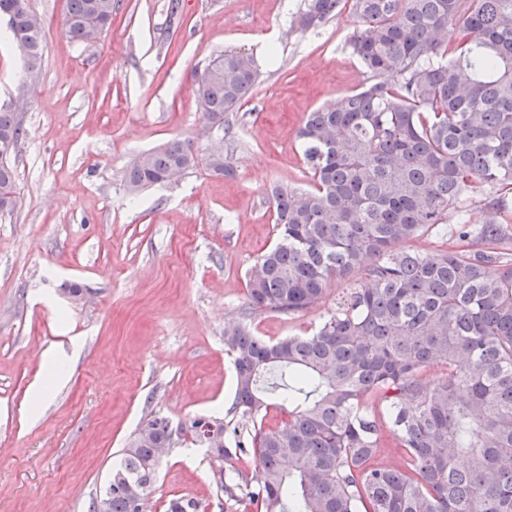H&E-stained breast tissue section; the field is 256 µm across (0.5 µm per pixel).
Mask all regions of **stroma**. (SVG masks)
<instances>
[{
  "label": "stroma",
  "mask_w": 512,
  "mask_h": 512,
  "mask_svg": "<svg viewBox=\"0 0 512 512\" xmlns=\"http://www.w3.org/2000/svg\"><path fill=\"white\" fill-rule=\"evenodd\" d=\"M114 4L87 44L66 33V0H28L45 52L11 158L17 205L0 213V512H89L149 418L225 415L235 387L224 328L241 321L247 273L276 241L272 191L312 184L298 128L368 80L347 45L348 11L293 33L304 0ZM227 51L253 56L260 79L223 131L208 128L197 82ZM174 138L194 142L196 168L129 194L130 162ZM215 142L234 177L210 172ZM346 288L332 281L319 306L293 315L255 312L251 327L270 340L310 333ZM38 384L45 399L32 396ZM257 465L247 453L217 466L180 436L147 512L177 497L244 512L220 483Z\"/></svg>",
  "instance_id": "stroma-1"
}]
</instances>
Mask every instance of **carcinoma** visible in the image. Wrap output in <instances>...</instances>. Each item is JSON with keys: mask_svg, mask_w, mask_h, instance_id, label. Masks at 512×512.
I'll return each mask as SVG.
<instances>
[{"mask_svg": "<svg viewBox=\"0 0 512 512\" xmlns=\"http://www.w3.org/2000/svg\"><path fill=\"white\" fill-rule=\"evenodd\" d=\"M350 3L348 46L370 74L359 91L308 113L299 129L313 180L270 199L277 243L247 279L244 316L294 314L318 305L333 279L349 290L308 335L277 341L246 322L224 328L236 397L221 420L258 475L223 485L256 512H512V225L494 196L483 223L462 219L479 183L512 186V0H304L291 31L304 32ZM9 42L28 48L37 74L44 21L25 0H0ZM112 24V0H67L66 31ZM454 45L453 53L448 46ZM200 77L209 124H225L254 91V59L226 52ZM390 75L388 84L380 77ZM26 131L0 106V133ZM196 166L194 147L172 139L127 168L138 192L169 171ZM16 205L10 155L0 156V203ZM461 215L460 246L428 252L399 244ZM444 373L424 380L431 367ZM289 406L274 428L268 400ZM379 402L406 463L375 461ZM104 487L107 512H141L169 438L165 416L136 432Z\"/></svg>", "mask_w": 512, "mask_h": 512, "instance_id": "1", "label": "carcinoma"}]
</instances>
